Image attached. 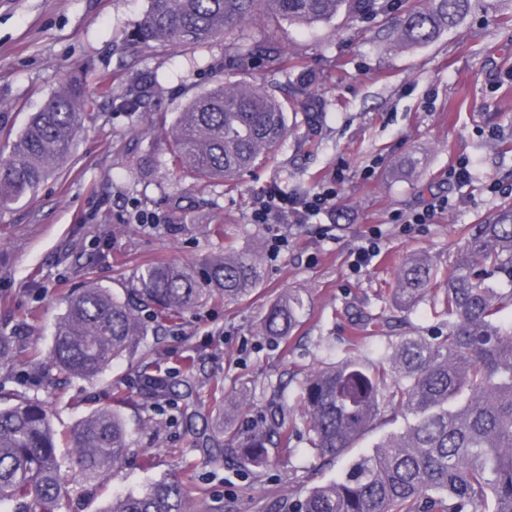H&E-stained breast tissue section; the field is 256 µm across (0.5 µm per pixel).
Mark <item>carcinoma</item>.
<instances>
[{
	"label": "carcinoma",
	"instance_id": "carcinoma-1",
	"mask_svg": "<svg viewBox=\"0 0 512 512\" xmlns=\"http://www.w3.org/2000/svg\"><path fill=\"white\" fill-rule=\"evenodd\" d=\"M471 7L472 0L408 5L393 30L404 46L427 44L459 25ZM264 11L309 27L340 14L375 18L385 6L381 0H148L130 42L143 49L201 43ZM224 69L285 73L293 89L281 100L266 85L223 83L178 112L173 162L200 178L231 183L284 142L288 108L312 126L319 123V105L301 65L288 66L282 47L270 40L239 44L225 56ZM156 88V77L143 74L119 109L139 111ZM87 102L84 85L73 82L31 115L11 153L0 155V209L33 196L68 157ZM465 234L467 247L434 309L435 317L448 318V335L390 336L383 362L350 358L302 371L299 419L316 460L346 456L373 427L400 419L405 427L353 460L342 477L288 502L286 512H512V326L498 317L501 306L512 302V204L466 227ZM437 276L427 256L407 257L395 278L393 305L413 308ZM261 279L257 256L224 248L199 267L144 266L141 287L127 297L94 285L80 288L56 324L49 367L93 379L113 360L137 352L147 335L141 309L180 317L203 302L243 300ZM303 309L298 294L277 298L262 334L287 341ZM170 391L161 366L143 372L141 399L118 396L85 415L70 434L69 456L59 455L41 400L21 392L9 396L11 403L0 405V508L58 512L70 494L69 474L91 483L122 464L130 445L122 409L157 404ZM195 442L216 458L231 455L260 468L269 462L270 448L288 446V432L271 425ZM200 493L188 481L167 478L112 499L105 512H193Z\"/></svg>",
	"mask_w": 512,
	"mask_h": 512
}]
</instances>
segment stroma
I'll return each instance as SVG.
<instances>
[{
    "instance_id": "1",
    "label": "stroma",
    "mask_w": 512,
    "mask_h": 512,
    "mask_svg": "<svg viewBox=\"0 0 512 512\" xmlns=\"http://www.w3.org/2000/svg\"><path fill=\"white\" fill-rule=\"evenodd\" d=\"M475 7L455 28L427 45L395 46L392 21H350L299 28L262 13L208 43L134 48L128 34L147 0H0V148H10L31 115L72 77L93 104L69 156L34 197L0 213V334L17 355L0 366V390L38 396L59 434L116 395L138 397L145 367L166 359L170 395L149 410L125 409L130 448L124 463L92 485H79L60 512H102L113 495L139 493L153 482L190 471L206 491L195 512H276L288 498L338 478L346 459L314 461L292 416L290 452L255 468L232 457L218 461L196 446L197 432L217 435L215 415L185 413L187 393L207 398L220 384L238 416L225 426H266L280 397L296 403L301 370L358 355L374 360L386 340L355 339L364 315L388 316L392 331L447 334L432 315L435 293L410 310L394 309L391 290L400 264L428 255L441 275L452 270L463 230L512 202V0ZM271 37L311 74L324 113L317 130L289 115L293 131L272 158L235 187L205 181L172 162V127L182 106L214 84L263 75L223 71L236 37ZM144 72L158 81L138 112H120L116 98ZM418 155L412 179L396 165ZM473 178L454 183L458 161ZM501 188L489 190L490 181ZM335 182L331 209L314 224H253L255 196L279 186L306 192ZM448 197L432 223L402 227L396 215ZM153 223H136V212ZM380 253L362 271L353 254L370 231ZM287 251L271 255L275 236ZM260 257L263 278L250 298L208 302L93 379L43 385L29 363L46 358L70 292L87 281L124 295L150 263L198 265L223 247ZM304 299L287 342L263 335L262 318L279 295Z\"/></svg>"
}]
</instances>
